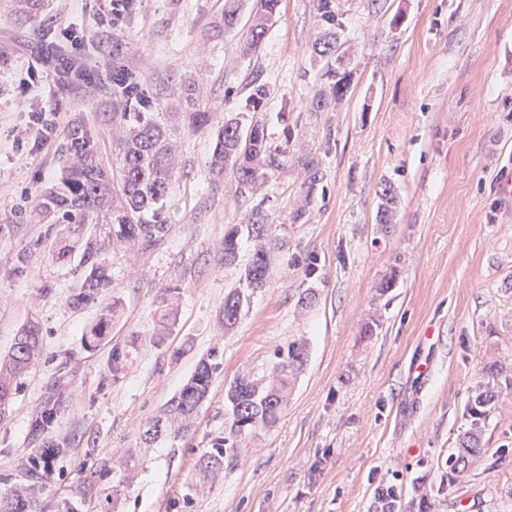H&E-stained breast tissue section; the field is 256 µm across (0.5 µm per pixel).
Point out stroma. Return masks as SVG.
Masks as SVG:
<instances>
[{"mask_svg":"<svg viewBox=\"0 0 512 512\" xmlns=\"http://www.w3.org/2000/svg\"><path fill=\"white\" fill-rule=\"evenodd\" d=\"M254 4L242 0L243 21L226 33L224 0H140L123 29L126 59L163 111H177L191 86L219 117L260 120L287 162L240 196L232 176L210 170L215 126L181 131L164 243L144 251L113 241L108 225H85L112 286L75 306L82 249L57 260V228L35 215L36 195L66 178L73 157L58 146L74 129L111 168L99 115L112 89L60 95L57 142L21 153L12 144L31 107L10 72L34 50L41 20L92 33L95 14L72 0H0V356L31 323L43 342L0 422V490L27 466L31 422L53 394L65 410L52 433L70 448L40 495L48 505L90 481L93 512H375L376 490L393 485L399 512L420 489L432 512H512V390L489 407L482 453L448 480L483 366L497 359L512 371V212L496 192L512 170V0H280L251 51ZM331 37L335 54L321 55ZM330 66L352 74L343 97ZM257 80L267 96L252 114L243 105ZM259 217L281 247L228 331L224 296L255 241L240 233L227 264L224 234ZM175 286L162 337L159 297ZM115 301L107 336L89 346ZM294 341L308 357L279 421L253 430L239 461L197 487L194 461L224 432L225 389L266 376ZM215 346L223 371L192 429L143 448V431ZM116 348L126 362L115 377Z\"/></svg>","mask_w":512,"mask_h":512,"instance_id":"35a3bbf8","label":"stroma"}]
</instances>
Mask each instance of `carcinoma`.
Listing matches in <instances>:
<instances>
[{
	"instance_id": "obj_1",
	"label": "carcinoma",
	"mask_w": 512,
	"mask_h": 512,
	"mask_svg": "<svg viewBox=\"0 0 512 512\" xmlns=\"http://www.w3.org/2000/svg\"><path fill=\"white\" fill-rule=\"evenodd\" d=\"M127 9L112 18V37L99 41V50L112 55V101L116 108L100 115V123L118 128L121 135L113 141L115 172L103 168L96 159L91 136L77 130L70 135L66 151L76 157L68 177L61 187L42 190L37 194L40 210L52 218L53 224L61 227L57 235L58 253H69L66 240L70 226L86 224L89 219L106 215L112 224V234L120 242L133 243L142 249L160 244L168 233V224L163 216V205L168 196L173 177L172 145L179 128L159 111L151 86L141 75L125 64L126 46L121 40L123 27L133 13L138 0H127ZM280 0H256L250 15L247 44L258 47L272 25ZM239 21V0H224V30L236 27ZM325 76L330 80L332 92L338 98L344 96L350 86V74L333 67L327 68ZM267 94L266 84L259 83L245 100V109L255 112ZM183 109L181 122L188 128L209 124L214 116L213 107L196 101L190 90L182 93ZM285 150H271L265 127L257 122L251 133L244 132L238 122L227 120L218 131L211 155V169L216 175L230 173L239 185L264 182L269 171L280 166L279 158ZM250 227L259 229L254 235L256 247L244 268L245 284L224 296V328L230 329L238 323L241 311L249 294L267 284L269 268V230L271 225L253 222ZM239 229L231 228L224 233V262L233 263L238 255ZM82 266L88 274L80 279L71 298L74 306L86 305L99 292L111 284V276L99 261V246L96 240L84 243ZM118 301L112 302V310L91 329L89 345L99 343L108 331L112 316L117 312ZM41 353L39 329L31 324L21 336L15 338L8 358L0 361V421L11 412L13 398L23 384L28 368ZM278 361L272 366L275 376L270 384L255 393L246 385L233 381L226 394L228 431L225 436L212 440L195 462L196 475L200 480L208 479L224 468V463L237 459L243 443L251 431L259 426H272L280 418L291 392V386L307 360L304 344L293 342L287 352L276 353ZM223 371V353L213 348L202 359L189 381L174 397L166 417L152 421L142 435L143 443L150 445L168 435L169 425L176 422L178 430H186L192 423L198 408L209 396L216 377ZM496 392L489 386H479L472 397L468 410L471 428L460 441V447L452 467L458 474L468 471L471 459L481 453V433L486 420V407L496 399ZM63 407L58 400L44 402L41 411L32 423V431L40 441L36 453L30 457L26 481L18 489L0 493V512H37L38 495L54 479V471L43 467L40 457L43 449H52L55 456L68 452V443L49 436L50 429ZM93 486L83 483L75 488L76 499L54 505L55 512H75L77 502L85 501L92 494ZM381 507L386 512L395 508L400 495L392 487H382L377 492Z\"/></svg>"
}]
</instances>
